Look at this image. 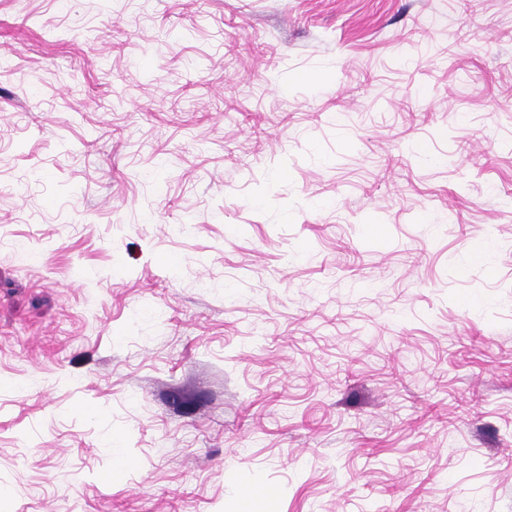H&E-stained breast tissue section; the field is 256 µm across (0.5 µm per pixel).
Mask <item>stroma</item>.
<instances>
[{
	"label": "stroma",
	"mask_w": 512,
	"mask_h": 512,
	"mask_svg": "<svg viewBox=\"0 0 512 512\" xmlns=\"http://www.w3.org/2000/svg\"><path fill=\"white\" fill-rule=\"evenodd\" d=\"M0 512H512V0H0Z\"/></svg>",
	"instance_id": "35a3bbf8"
}]
</instances>
